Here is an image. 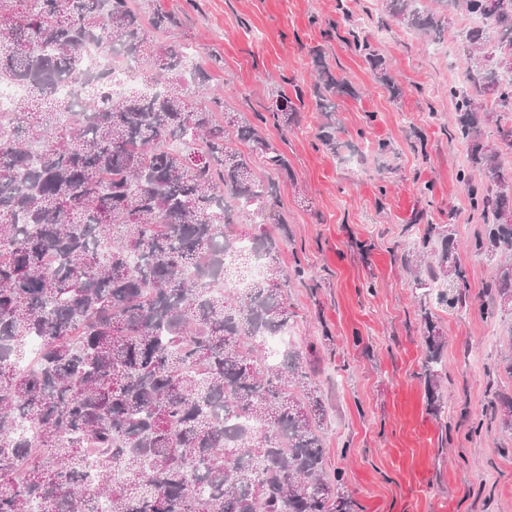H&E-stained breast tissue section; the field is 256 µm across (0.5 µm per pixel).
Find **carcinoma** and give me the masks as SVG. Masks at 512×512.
<instances>
[{
    "label": "carcinoma",
    "instance_id": "1",
    "mask_svg": "<svg viewBox=\"0 0 512 512\" xmlns=\"http://www.w3.org/2000/svg\"><path fill=\"white\" fill-rule=\"evenodd\" d=\"M434 2L383 5L434 40L457 11L485 20L466 33L469 86L450 96L469 163L459 179L483 221L470 246L495 262L484 296L512 314V174L481 129L493 118L512 148V0ZM176 26L161 0H0V86L26 88L0 112V512H97L101 501L108 512H358L344 472L328 471L327 411L308 371L317 345L267 351L293 328L285 290L305 273H282L269 228L286 224L275 176L288 160L208 95L193 53L164 43ZM90 45L140 62L138 84L112 91L115 72L92 71ZM357 46L399 100L385 60L367 38ZM314 65L318 139L336 154L337 100L357 92L320 50ZM67 79L82 83L78 104L53 94ZM294 90L270 99L284 130L304 95ZM245 221L254 232L239 231ZM400 260L421 296L469 306L453 225L428 228ZM422 320L439 419L445 334L429 310ZM505 378L512 356L488 382L490 418L512 433Z\"/></svg>",
    "mask_w": 512,
    "mask_h": 512
}]
</instances>
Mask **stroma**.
Listing matches in <instances>:
<instances>
[{"instance_id":"35a3bbf8","label":"stroma","mask_w":512,"mask_h":512,"mask_svg":"<svg viewBox=\"0 0 512 512\" xmlns=\"http://www.w3.org/2000/svg\"><path fill=\"white\" fill-rule=\"evenodd\" d=\"M162 3L178 19L172 41L191 47L227 107L261 122L288 159L278 178L288 231L279 261L305 269L286 300L297 340L318 344L329 466L344 469L363 512H512V435L473 432L486 417L488 373L506 354L499 339L512 334V317L480 305L491 265L469 248L481 221L459 180L467 147L455 136L448 95L466 85L467 16L450 15L434 43L393 21L382 0ZM346 11L386 58L400 101L356 52ZM318 47L360 94L336 114L335 154L317 138L312 97L288 132L261 121L273 92L310 89ZM381 141L387 152L378 151ZM431 224L454 226L472 301L464 312L431 309L448 341L444 421L429 412L420 300L399 260Z\"/></svg>"}]
</instances>
